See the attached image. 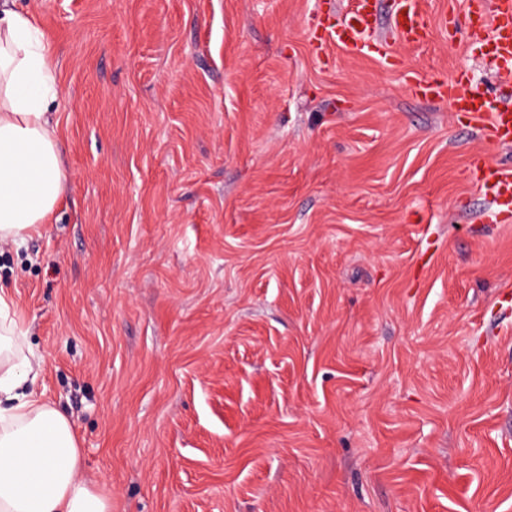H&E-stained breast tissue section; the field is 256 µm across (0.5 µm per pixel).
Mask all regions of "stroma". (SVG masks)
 Here are the masks:
<instances>
[{
	"mask_svg": "<svg viewBox=\"0 0 512 512\" xmlns=\"http://www.w3.org/2000/svg\"><path fill=\"white\" fill-rule=\"evenodd\" d=\"M64 191L0 285L112 512H512V166L431 75L499 79L466 0L330 63L320 0H14ZM470 181L490 200V223L506 224L512 214V168L480 158L469 169Z\"/></svg>",
	"mask_w": 512,
	"mask_h": 512,
	"instance_id": "stroma-1",
	"label": "stroma"
}]
</instances>
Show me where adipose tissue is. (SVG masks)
Returning a JSON list of instances; mask_svg holds the SVG:
<instances>
[{
    "instance_id": "obj_1",
    "label": "adipose tissue",
    "mask_w": 512,
    "mask_h": 512,
    "mask_svg": "<svg viewBox=\"0 0 512 512\" xmlns=\"http://www.w3.org/2000/svg\"><path fill=\"white\" fill-rule=\"evenodd\" d=\"M58 80L30 13L0 0V242L26 244L54 209L66 174ZM43 355L0 287V512H112L80 479V450L66 415L26 391Z\"/></svg>"
}]
</instances>
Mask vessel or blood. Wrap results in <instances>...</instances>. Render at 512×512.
Wrapping results in <instances>:
<instances>
[{
	"label": "vessel or blood",
	"mask_w": 512,
	"mask_h": 512,
	"mask_svg": "<svg viewBox=\"0 0 512 512\" xmlns=\"http://www.w3.org/2000/svg\"><path fill=\"white\" fill-rule=\"evenodd\" d=\"M392 4L398 40L411 45L425 44L428 31L418 0H392ZM469 8L476 17L470 34L471 47L490 57L500 78L512 83V0H495L491 6L485 0H470ZM373 23L371 0H356L342 21H335L330 12H322L312 39L321 54L331 46L361 53L366 48L365 34ZM414 91L422 97L448 100L454 111L468 115L485 137L501 145L512 143V110L499 108L489 97L475 94L467 73L421 79L415 84ZM469 179L490 200L489 222H511L512 168L482 158L471 166Z\"/></svg>",
	"instance_id": "vessel-or-blood-1"
}]
</instances>
